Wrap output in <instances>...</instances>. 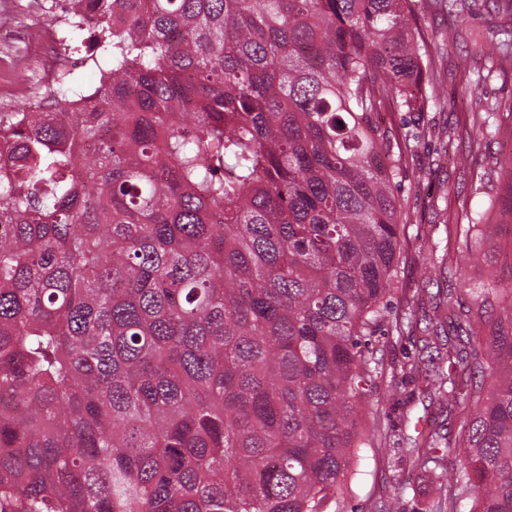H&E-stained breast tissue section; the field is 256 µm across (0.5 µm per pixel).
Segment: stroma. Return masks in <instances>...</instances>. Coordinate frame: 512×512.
<instances>
[{
    "label": "stroma",
    "mask_w": 512,
    "mask_h": 512,
    "mask_svg": "<svg viewBox=\"0 0 512 512\" xmlns=\"http://www.w3.org/2000/svg\"><path fill=\"white\" fill-rule=\"evenodd\" d=\"M52 3L0 0V95L13 102L48 89L33 68H13L9 61L17 54L39 56L37 33L23 19L35 5L43 18H50ZM419 18L422 31L437 36L428 57L435 82L420 87L429 102L381 115L383 127L408 146L404 170L393 183L407 239L400 287L390 297L397 310L404 302L436 293L431 246L444 243L446 225L479 204L487 206V220L494 226L486 244L492 258L467 263L466 277L474 282L512 278V215L490 203L507 193L508 180L498 172L503 157L512 152V123L500 124L492 134L486 131L491 105L512 103V50H500L497 34L502 9L497 0H475L471 13L461 17L425 6ZM363 413L377 416L395 447L356 450L342 483L340 512H374L382 504L389 512H433L442 477L438 470L415 467L408 448L417 430L436 417V405L411 384L395 395L369 400Z\"/></svg>",
    "instance_id": "35a3bbf8"
}]
</instances>
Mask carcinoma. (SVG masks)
Instances as JSON below:
<instances>
[{
  "label": "carcinoma",
  "mask_w": 512,
  "mask_h": 512,
  "mask_svg": "<svg viewBox=\"0 0 512 512\" xmlns=\"http://www.w3.org/2000/svg\"><path fill=\"white\" fill-rule=\"evenodd\" d=\"M99 85L0 112V512H328L377 420L413 0H69ZM461 253L483 257L485 211ZM453 290L424 361L458 460L435 512H512V284Z\"/></svg>",
  "instance_id": "carcinoma-1"
}]
</instances>
